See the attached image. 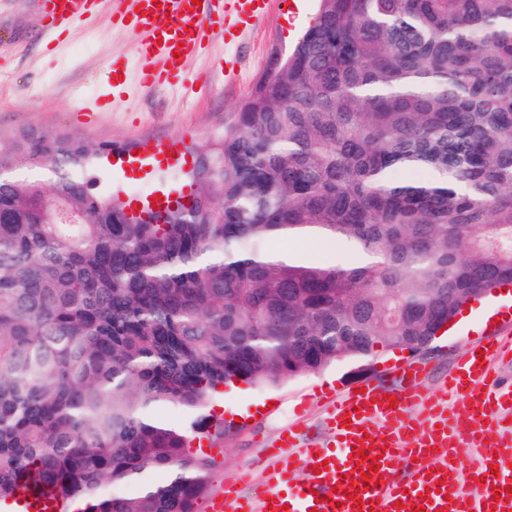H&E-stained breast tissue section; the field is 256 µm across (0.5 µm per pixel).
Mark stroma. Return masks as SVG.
<instances>
[{
	"label": "stroma",
	"mask_w": 512,
	"mask_h": 512,
	"mask_svg": "<svg viewBox=\"0 0 512 512\" xmlns=\"http://www.w3.org/2000/svg\"><path fill=\"white\" fill-rule=\"evenodd\" d=\"M317 8L318 0H298L290 12L282 0H269L255 25L213 38L209 54L187 64L192 78H207L211 84L186 98L178 91H141L137 76L145 62L136 51V40L107 19L76 27L50 57L41 42L40 18L28 0H0V57L9 59L0 68V134L20 128L66 131L95 145L112 141L126 146L152 145L174 136L195 146L218 138L266 71L273 48L288 49ZM116 52L130 60L124 100L103 102L95 112L73 111L78 98L108 92L107 64ZM508 310L512 291L493 290L418 352V359L432 369L427 387L440 388L473 343L502 331L505 323L494 315ZM407 358V352L379 346L363 363L340 361L272 387L225 388L217 397L225 418L235 417L242 408L246 419L224 436L212 492H221L245 472L260 478L266 466L262 446L274 443L288 423L299 422L308 439L322 438L326 413L320 389L341 392L365 383L392 391L400 383L396 369Z\"/></svg>",
	"instance_id": "stroma-1"
}]
</instances>
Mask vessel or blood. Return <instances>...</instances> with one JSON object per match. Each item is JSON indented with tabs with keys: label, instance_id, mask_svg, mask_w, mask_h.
Returning a JSON list of instances; mask_svg holds the SVG:
<instances>
[{
	"label": "vessel or blood",
	"instance_id": "b4317fda",
	"mask_svg": "<svg viewBox=\"0 0 512 512\" xmlns=\"http://www.w3.org/2000/svg\"><path fill=\"white\" fill-rule=\"evenodd\" d=\"M46 36L70 29L108 10L113 26L139 40V52L151 60L140 85L146 91L195 89L185 70L226 23L252 25L267 0H34ZM187 154L185 145L169 139L157 145L158 168L175 166ZM496 340L480 342L449 373L441 390L424 386L426 364L399 366L403 380L383 394L364 384L327 398L325 440L301 444L303 429L291 424L267 449L264 477L245 495L236 487L210 499L207 512H512V390H498L490 380L489 359L503 353ZM465 403L449 408L447 393ZM428 409L417 423L407 410ZM497 441H489L490 433ZM373 448L378 470L361 464L359 448ZM481 451L478 462L463 466V449ZM306 478L292 479L295 471ZM371 489H363L364 481ZM11 512H61L56 502L22 493L6 503Z\"/></svg>",
	"mask_w": 512,
	"mask_h": 512
}]
</instances>
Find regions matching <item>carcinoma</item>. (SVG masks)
Here are the masks:
<instances>
[{"instance_id":"carcinoma-1","label":"carcinoma","mask_w":512,"mask_h":512,"mask_svg":"<svg viewBox=\"0 0 512 512\" xmlns=\"http://www.w3.org/2000/svg\"><path fill=\"white\" fill-rule=\"evenodd\" d=\"M318 2L160 224L101 186L112 143L0 138L1 502L203 512L219 389L418 347L512 281V0ZM307 234L357 261L270 247Z\"/></svg>"}]
</instances>
